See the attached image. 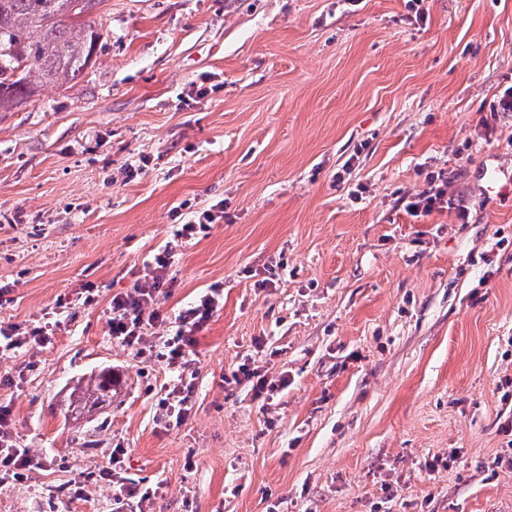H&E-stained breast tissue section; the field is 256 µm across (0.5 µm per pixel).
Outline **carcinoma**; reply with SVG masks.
I'll list each match as a JSON object with an SVG mask.
<instances>
[{
	"label": "carcinoma",
	"mask_w": 512,
	"mask_h": 512,
	"mask_svg": "<svg viewBox=\"0 0 512 512\" xmlns=\"http://www.w3.org/2000/svg\"><path fill=\"white\" fill-rule=\"evenodd\" d=\"M103 0H0V112H13L44 87L72 81L92 66L101 33L91 20ZM119 380L101 371L72 403L88 411L112 404Z\"/></svg>",
	"instance_id": "cac0c4a2"
}]
</instances>
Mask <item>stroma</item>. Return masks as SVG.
Here are the masks:
<instances>
[{
    "label": "stroma",
    "instance_id": "obj_1",
    "mask_svg": "<svg viewBox=\"0 0 512 512\" xmlns=\"http://www.w3.org/2000/svg\"><path fill=\"white\" fill-rule=\"evenodd\" d=\"M95 18L91 68L0 112V322L59 321L0 347L10 437L43 460L0 477V512H108L116 447L158 490L124 512H512V0H103ZM442 169L452 209L412 216ZM218 203L180 236L178 212ZM167 248V321L136 351L111 301ZM214 284L193 413L169 425L168 321ZM246 361L274 391L225 384ZM102 370L111 406L68 412Z\"/></svg>",
    "mask_w": 512,
    "mask_h": 512
}]
</instances>
